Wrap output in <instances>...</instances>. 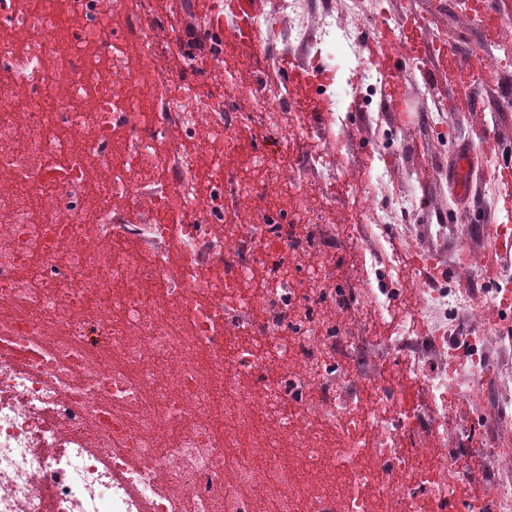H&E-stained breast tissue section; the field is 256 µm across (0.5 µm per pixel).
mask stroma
I'll return each mask as SVG.
<instances>
[{
  "mask_svg": "<svg viewBox=\"0 0 512 512\" xmlns=\"http://www.w3.org/2000/svg\"><path fill=\"white\" fill-rule=\"evenodd\" d=\"M330 8L337 25H361L366 46L383 44L416 71L397 103L382 95L370 103L364 86L350 80L341 47L298 45L280 33L271 56L289 62V102L296 110L288 119L286 159L302 170L327 232L314 258H332L335 282L353 289L366 278L368 253L423 252L437 268L454 270L436 287L473 288L483 282V263L498 244L490 227L512 225V209L497 204L503 188L495 182L499 169L512 167V49L501 48L512 37V0H473L466 9L459 0H331ZM249 31V24H237L225 70L256 75ZM493 57L498 65H490ZM318 66L324 81L307 79ZM333 100L345 106L344 121L334 129L325 121ZM464 149L471 163L462 192L448 170ZM265 150L263 126H241L228 156L229 178H244ZM426 272L416 263L405 273L395 263L378 267L381 287L397 304ZM382 332L371 321L342 324L339 349L362 357L359 382L367 388L400 371L407 355L376 350ZM497 392L512 393V360L497 365L479 399L454 402L461 428L472 425L473 434L450 432L445 451L480 461L478 441L491 430L488 413Z\"/></svg>",
  "mask_w": 512,
  "mask_h": 512,
  "instance_id": "1",
  "label": "stroma"
}]
</instances>
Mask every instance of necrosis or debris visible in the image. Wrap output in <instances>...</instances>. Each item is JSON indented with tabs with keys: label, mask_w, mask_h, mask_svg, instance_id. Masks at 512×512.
Masks as SVG:
<instances>
[{
	"label": "necrosis or debris",
	"mask_w": 512,
	"mask_h": 512,
	"mask_svg": "<svg viewBox=\"0 0 512 512\" xmlns=\"http://www.w3.org/2000/svg\"><path fill=\"white\" fill-rule=\"evenodd\" d=\"M189 28L170 26L153 0H0V512H444L468 458L407 444L416 410L389 412V386L370 412L344 393L333 357L339 325L320 305L373 320L390 299L374 289L289 281L249 293L248 238L266 233L290 250L314 247L318 218L298 169L261 165L257 181L295 199L286 237L271 224H234L225 200L256 183L224 185L225 146L249 122L214 104L202 83L224 80L199 53L224 23L223 0ZM311 33L305 0H282L278 19L251 24L253 50L279 28ZM319 42L360 41L322 14ZM188 59L174 70L170 59ZM281 133L287 89L245 87ZM151 290H144V283ZM496 296L423 288L418 301L444 319L427 343L447 352L460 314ZM452 373L410 354L431 394L480 393L489 373L478 322ZM278 364L261 396L243 376ZM340 425L338 447L322 444ZM300 447L282 457L280 433ZM345 479L336 494L321 478ZM262 485L275 487L257 497Z\"/></svg>",
	"instance_id": "obj_1"
}]
</instances>
